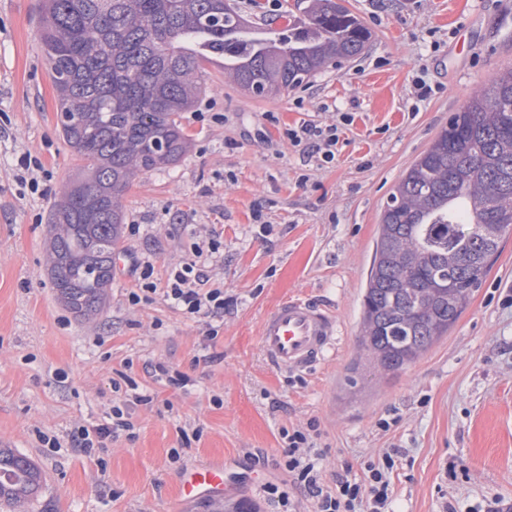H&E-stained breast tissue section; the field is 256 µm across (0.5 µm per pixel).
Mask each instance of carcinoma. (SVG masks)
I'll list each match as a JSON object with an SVG mask.
<instances>
[{
    "instance_id": "1",
    "label": "carcinoma",
    "mask_w": 512,
    "mask_h": 512,
    "mask_svg": "<svg viewBox=\"0 0 512 512\" xmlns=\"http://www.w3.org/2000/svg\"><path fill=\"white\" fill-rule=\"evenodd\" d=\"M41 41L58 126L85 161L51 214L47 270L59 300L88 319L112 284L123 198L133 179L186 154L180 114L208 90L205 64L253 97L293 88L366 49L371 33L343 0H309L283 31L229 0H43ZM512 226V70L454 112L393 186L362 297L349 385L398 375L454 326ZM40 468L0 448V504L25 507Z\"/></svg>"
}]
</instances>
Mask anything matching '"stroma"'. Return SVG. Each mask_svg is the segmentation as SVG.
Here are the masks:
<instances>
[{"label": "stroma", "mask_w": 512, "mask_h": 512, "mask_svg": "<svg viewBox=\"0 0 512 512\" xmlns=\"http://www.w3.org/2000/svg\"><path fill=\"white\" fill-rule=\"evenodd\" d=\"M234 2L277 29L308 4ZM345 4L372 33L367 49L301 87L249 97L208 63V93L182 115L190 149L126 193L112 286L86 320L57 300L46 266L52 206L83 161L57 125L39 0H0V448L44 475L27 512H201L178 501L177 479L220 459L246 499L272 512L264 488L287 479L276 466L286 435L311 421L329 484L400 450L394 512L512 500V233L447 336L389 380L346 381L389 192L450 113L512 69V0ZM419 78L436 89L428 100L415 96ZM305 121L337 125L332 162L288 140ZM27 154L42 163L35 192L22 180ZM212 242L205 273L224 291L223 317L184 315L159 293L130 302L133 260L151 262L160 283ZM287 296L336 315V346L308 373L276 369L260 345L263 317ZM158 364L187 385L156 379ZM116 408L133 430L76 448Z\"/></svg>", "instance_id": "obj_1"}]
</instances>
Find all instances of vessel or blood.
I'll return each mask as SVG.
<instances>
[{
    "mask_svg": "<svg viewBox=\"0 0 512 512\" xmlns=\"http://www.w3.org/2000/svg\"><path fill=\"white\" fill-rule=\"evenodd\" d=\"M260 344L268 361L278 369L302 372L320 364L336 342V318L322 305L286 298L268 312L259 329ZM232 484L223 462L187 468L177 483L181 500L220 499Z\"/></svg>",
    "mask_w": 512,
    "mask_h": 512,
    "instance_id": "obj_1",
    "label": "vessel or blood"
}]
</instances>
